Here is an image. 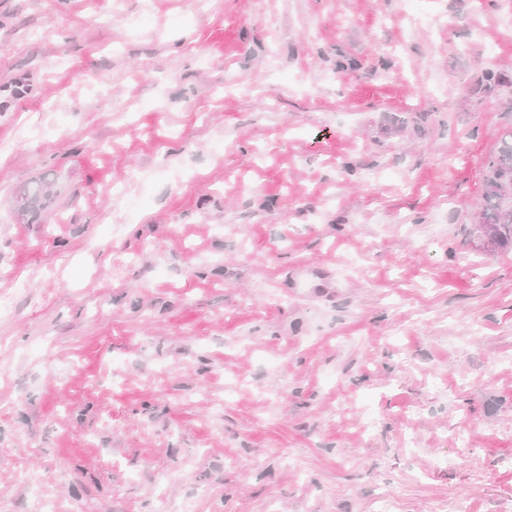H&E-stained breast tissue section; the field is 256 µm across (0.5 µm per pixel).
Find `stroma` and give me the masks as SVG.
<instances>
[{"mask_svg": "<svg viewBox=\"0 0 512 512\" xmlns=\"http://www.w3.org/2000/svg\"><path fill=\"white\" fill-rule=\"evenodd\" d=\"M426 12L0 0V512H512V0ZM483 206L473 233L483 249H512V132L502 138L486 166Z\"/></svg>", "mask_w": 512, "mask_h": 512, "instance_id": "obj_1", "label": "stroma"}]
</instances>
